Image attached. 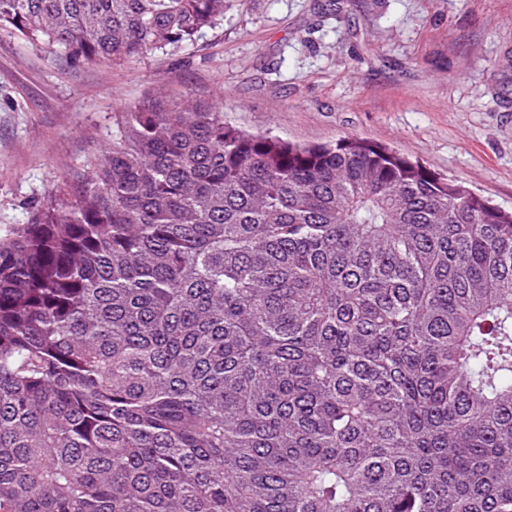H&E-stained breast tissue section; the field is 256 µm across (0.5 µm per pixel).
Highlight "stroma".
<instances>
[{
    "mask_svg": "<svg viewBox=\"0 0 512 512\" xmlns=\"http://www.w3.org/2000/svg\"><path fill=\"white\" fill-rule=\"evenodd\" d=\"M152 92L294 144L386 146L512 209V0H232L190 50L121 65L0 29V237Z\"/></svg>",
    "mask_w": 512,
    "mask_h": 512,
    "instance_id": "stroma-1",
    "label": "stroma"
}]
</instances>
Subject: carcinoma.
Returning a JSON list of instances; mask_svg holds the SVG:
<instances>
[{"label":"carcinoma","instance_id":"obj_1","mask_svg":"<svg viewBox=\"0 0 512 512\" xmlns=\"http://www.w3.org/2000/svg\"><path fill=\"white\" fill-rule=\"evenodd\" d=\"M227 0H0L73 62ZM0 512H512V211L151 97L0 238Z\"/></svg>","mask_w":512,"mask_h":512}]
</instances>
